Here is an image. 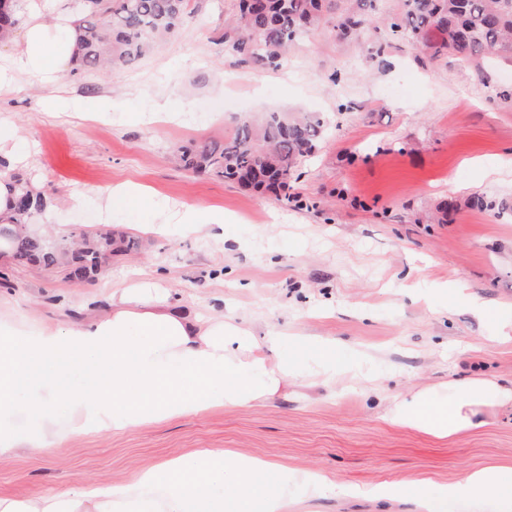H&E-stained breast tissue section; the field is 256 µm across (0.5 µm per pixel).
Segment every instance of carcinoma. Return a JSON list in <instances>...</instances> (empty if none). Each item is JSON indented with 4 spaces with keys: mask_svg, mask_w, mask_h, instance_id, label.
<instances>
[{
    "mask_svg": "<svg viewBox=\"0 0 512 512\" xmlns=\"http://www.w3.org/2000/svg\"><path fill=\"white\" fill-rule=\"evenodd\" d=\"M235 0L224 24V53L246 66L276 69L290 49L336 15L341 39L368 44L370 59L384 60L387 49L408 48L419 61L448 54L482 71L496 56L512 60V0ZM187 0H83L77 19V63L82 72L103 73L145 59L172 36ZM11 0H0V40L13 29ZM327 121L317 113L267 112L247 115L219 144L191 141L176 149V161L198 177H219L242 188L290 200L288 189L303 159L318 148ZM9 223L0 235L18 265L51 269L61 264L69 278L85 281L101 272L112 256L130 251L135 241L112 230L57 239L30 228L42 197L20 175Z\"/></svg>",
    "mask_w": 512,
    "mask_h": 512,
    "instance_id": "1",
    "label": "carcinoma"
}]
</instances>
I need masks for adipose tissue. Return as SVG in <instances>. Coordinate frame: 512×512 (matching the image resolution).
I'll use <instances>...</instances> for the list:
<instances>
[{
  "label": "adipose tissue",
  "instance_id": "obj_1",
  "mask_svg": "<svg viewBox=\"0 0 512 512\" xmlns=\"http://www.w3.org/2000/svg\"><path fill=\"white\" fill-rule=\"evenodd\" d=\"M46 2L16 5L21 38L0 63V90L22 73L55 84L69 66L77 32L61 20L47 25ZM284 338L274 326L261 332L233 315L200 314L153 275L114 288L94 317L65 329H28L0 317V457L62 442L65 434L47 425L62 402L75 413L71 432H125L277 395L300 372L283 354ZM21 390L30 416L23 430L7 419ZM453 393L448 401L423 391L400 396L387 420L445 438L479 427L478 407L512 403V388L483 378L454 384ZM282 471L210 448L172 456L120 486L91 482L65 494L48 489L21 501L0 497V512H239L244 503L256 512H289L285 493L254 496L256 476Z\"/></svg>",
  "mask_w": 512,
  "mask_h": 512
}]
</instances>
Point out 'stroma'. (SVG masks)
<instances>
[{
    "instance_id": "35a3bbf8",
    "label": "stroma",
    "mask_w": 512,
    "mask_h": 512,
    "mask_svg": "<svg viewBox=\"0 0 512 512\" xmlns=\"http://www.w3.org/2000/svg\"><path fill=\"white\" fill-rule=\"evenodd\" d=\"M232 4L188 0L177 36L120 72L69 68L51 87L22 74L0 90V121L32 145L18 171L45 198L33 223L57 237L112 227L138 243L85 282L0 257L10 282L0 286V311L67 325L123 281L156 274L201 311L285 328L284 352L303 375L249 407L120 434L70 433V408L58 405L50 423L67 439L46 453L1 457L0 494L26 499L90 478L119 484L177 454L229 448L287 465L292 493L311 471L335 483L292 512H416L423 491L437 512H512L511 407H482L481 427L443 439L384 419L393 399L412 391L447 400L455 382L512 385V339L487 342L512 323V219L465 206L474 195L512 200V107L490 101L486 89H512V65L495 63L487 84L452 56L429 64L392 50L381 66L328 23L280 68L241 66L220 43ZM60 97L113 107L98 120H74L57 110ZM164 103L168 118L152 120ZM266 109L329 121L290 181V200L193 177L171 162L179 145L223 140L245 113ZM124 181L143 185L146 197L104 212ZM75 194L81 206H72ZM446 200L458 208L440 224ZM184 203L198 206L205 235L163 224L161 207ZM158 223L162 232L144 233ZM466 293L483 303V317L468 310ZM312 336L336 344L333 386L312 377L324 359L306 348ZM492 465L504 469L497 496L449 494L465 472ZM384 482L405 486L406 497L357 493Z\"/></svg>"
}]
</instances>
